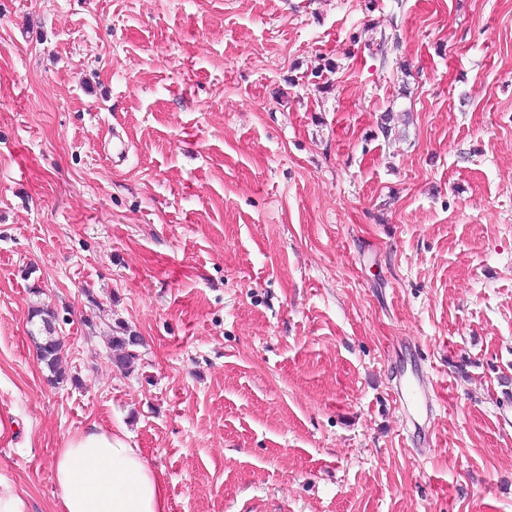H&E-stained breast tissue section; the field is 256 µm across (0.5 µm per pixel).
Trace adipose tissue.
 <instances>
[{
	"label": "adipose tissue",
	"mask_w": 512,
	"mask_h": 512,
	"mask_svg": "<svg viewBox=\"0 0 512 512\" xmlns=\"http://www.w3.org/2000/svg\"><path fill=\"white\" fill-rule=\"evenodd\" d=\"M61 512H169L167 483L126 433L90 424L53 463Z\"/></svg>",
	"instance_id": "1"
}]
</instances>
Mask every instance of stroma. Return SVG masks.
I'll list each match as a JSON object with an SVG mask.
<instances>
[{"label":"stroma","mask_w":512,"mask_h":512,"mask_svg":"<svg viewBox=\"0 0 512 512\" xmlns=\"http://www.w3.org/2000/svg\"><path fill=\"white\" fill-rule=\"evenodd\" d=\"M93 422L170 512H512V0H0V472L30 512ZM41 321L43 328L40 324L36 327L38 334L45 335L44 342L39 345L40 359L54 377H62L60 371L62 363L61 344L52 336V323L45 318H41ZM136 336H127L126 331H116L111 338L112 350L114 354V363L118 368H126L137 358L136 347L139 345Z\"/></svg>","instance_id":"obj_1"}]
</instances>
